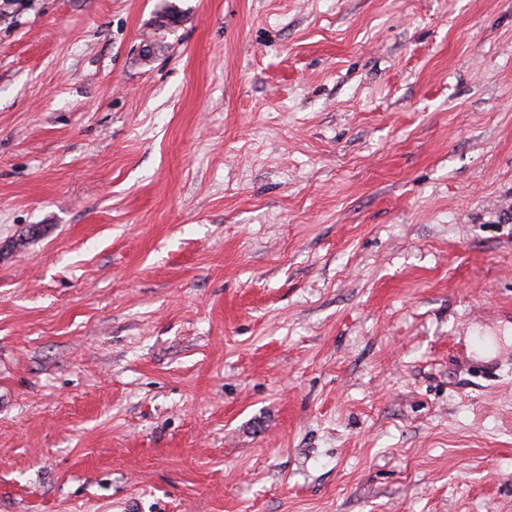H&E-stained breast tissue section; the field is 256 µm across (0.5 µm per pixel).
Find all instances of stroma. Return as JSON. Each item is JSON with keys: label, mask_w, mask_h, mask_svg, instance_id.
<instances>
[{"label": "stroma", "mask_w": 512, "mask_h": 512, "mask_svg": "<svg viewBox=\"0 0 512 512\" xmlns=\"http://www.w3.org/2000/svg\"><path fill=\"white\" fill-rule=\"evenodd\" d=\"M0 0V512H512V0Z\"/></svg>", "instance_id": "stroma-1"}]
</instances>
